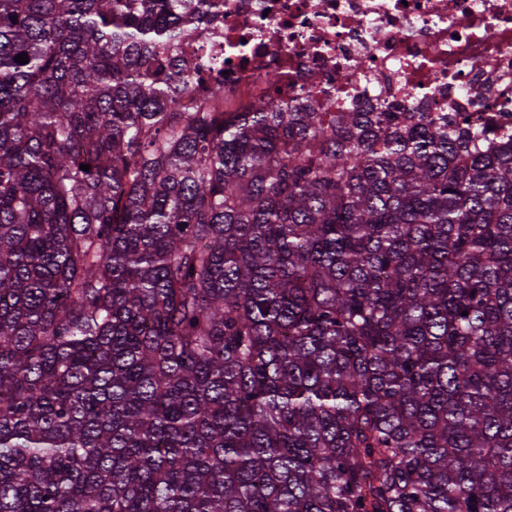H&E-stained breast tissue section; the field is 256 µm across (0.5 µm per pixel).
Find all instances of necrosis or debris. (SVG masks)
Instances as JSON below:
<instances>
[{
    "label": "necrosis or debris",
    "instance_id": "1",
    "mask_svg": "<svg viewBox=\"0 0 512 512\" xmlns=\"http://www.w3.org/2000/svg\"><path fill=\"white\" fill-rule=\"evenodd\" d=\"M179 56L210 66L228 112L268 98L321 112L384 104L512 132V0H224Z\"/></svg>",
    "mask_w": 512,
    "mask_h": 512
}]
</instances>
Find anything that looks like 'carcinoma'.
Wrapping results in <instances>:
<instances>
[{
	"mask_svg": "<svg viewBox=\"0 0 512 512\" xmlns=\"http://www.w3.org/2000/svg\"><path fill=\"white\" fill-rule=\"evenodd\" d=\"M223 12L0 0V512H512V134L226 112Z\"/></svg>",
	"mask_w": 512,
	"mask_h": 512,
	"instance_id": "cac0c4a2",
	"label": "carcinoma"
}]
</instances>
